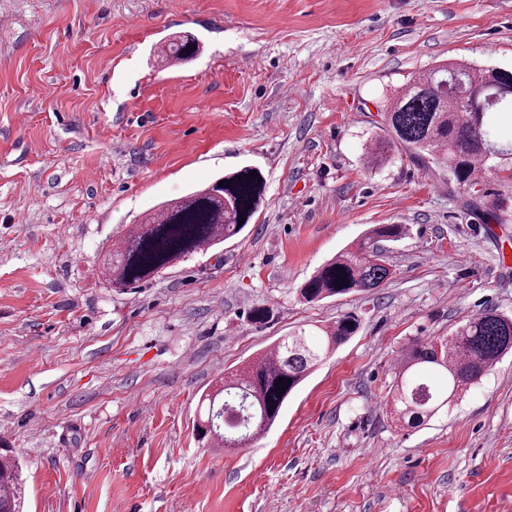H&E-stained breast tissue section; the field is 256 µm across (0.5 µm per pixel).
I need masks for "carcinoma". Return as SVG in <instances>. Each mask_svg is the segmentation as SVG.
Masks as SVG:
<instances>
[{
    "instance_id": "obj_1",
    "label": "carcinoma",
    "mask_w": 512,
    "mask_h": 512,
    "mask_svg": "<svg viewBox=\"0 0 512 512\" xmlns=\"http://www.w3.org/2000/svg\"><path fill=\"white\" fill-rule=\"evenodd\" d=\"M199 42L184 35L161 49L165 61L187 62ZM512 112V71L468 64H441L409 79L385 104L382 131L368 149L381 164L396 149L414 161L448 169L458 185L477 184L476 163L487 162L485 149L512 155V141L492 133L493 114ZM255 177H250V174ZM223 186H218V182ZM266 183L252 165L227 173L206 187L169 200L141 220V233H124L112 241L103 262L114 288H138L190 255L238 235L265 198ZM244 224H239V221ZM408 233L404 224H378L357 244L346 247L320 266L299 289L308 303L350 293H367L391 275L378 243L395 242ZM358 317L345 314L317 328L318 344L297 331L280 338L252 365L224 379L209 398H222L224 410L240 414L234 432L222 419L199 420L200 439H218L226 448H243L264 435L288 395L340 345L355 335ZM512 352V317L494 309L466 320L447 336L415 340L404 351L390 390L397 420L419 423L436 415L479 382ZM21 469L15 459L0 456V512H22Z\"/></svg>"
}]
</instances>
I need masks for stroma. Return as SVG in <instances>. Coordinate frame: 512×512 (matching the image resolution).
<instances>
[{"mask_svg": "<svg viewBox=\"0 0 512 512\" xmlns=\"http://www.w3.org/2000/svg\"><path fill=\"white\" fill-rule=\"evenodd\" d=\"M183 34L199 56L160 62ZM459 61L512 70V0H0V448L23 512H512V356L427 425L387 401L413 340L512 315V162L468 190L366 162L408 75ZM245 165L266 194L239 235L110 288L118 232ZM376 224L409 228L380 288L301 301ZM346 313L355 336L262 439L199 442L218 377Z\"/></svg>", "mask_w": 512, "mask_h": 512, "instance_id": "stroma-1", "label": "stroma"}]
</instances>
